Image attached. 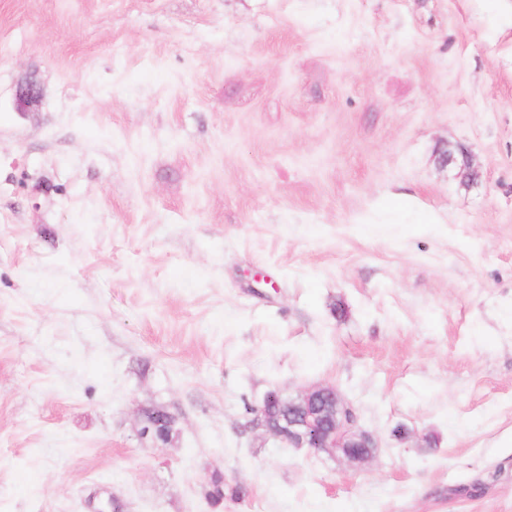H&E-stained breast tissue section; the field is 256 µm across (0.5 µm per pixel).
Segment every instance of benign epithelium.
I'll use <instances>...</instances> for the list:
<instances>
[{
  "label": "benign epithelium",
  "mask_w": 512,
  "mask_h": 512,
  "mask_svg": "<svg viewBox=\"0 0 512 512\" xmlns=\"http://www.w3.org/2000/svg\"><path fill=\"white\" fill-rule=\"evenodd\" d=\"M41 97L42 88L30 80L16 91L17 108L26 111ZM441 162L460 164V176L467 183L478 176L468 150L463 147L456 152H444ZM250 425L289 448L337 453L353 464L372 460L374 454L366 449L378 447L374 436L358 425L352 405L329 384L315 385L295 396L268 391L263 403L254 409Z\"/></svg>",
  "instance_id": "obj_1"
}]
</instances>
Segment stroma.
Returning a JSON list of instances; mask_svg holds the SVG:
<instances>
[{
	"instance_id": "obj_1",
	"label": "stroma",
	"mask_w": 512,
	"mask_h": 512,
	"mask_svg": "<svg viewBox=\"0 0 512 512\" xmlns=\"http://www.w3.org/2000/svg\"><path fill=\"white\" fill-rule=\"evenodd\" d=\"M319 383L369 463L250 431ZM215 473L512 512V0H0V512H213Z\"/></svg>"
}]
</instances>
